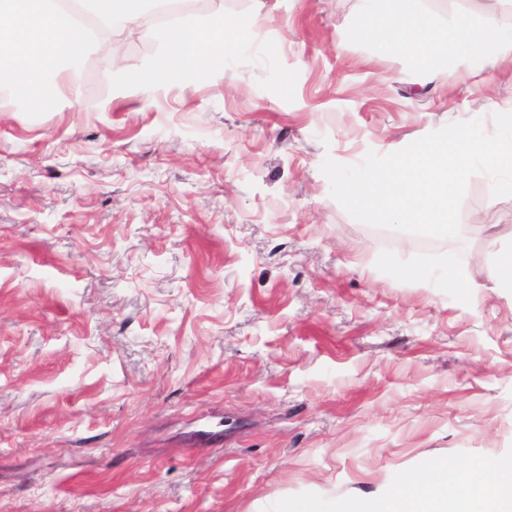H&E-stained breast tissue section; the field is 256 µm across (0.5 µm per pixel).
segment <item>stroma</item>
Returning a JSON list of instances; mask_svg holds the SVG:
<instances>
[{"mask_svg": "<svg viewBox=\"0 0 512 512\" xmlns=\"http://www.w3.org/2000/svg\"><path fill=\"white\" fill-rule=\"evenodd\" d=\"M358 6L224 0L264 22L210 84L118 87L87 49L81 111L0 112V512H341L443 460L465 504L474 464L512 463V291L470 231L512 244V196L473 176L434 239L357 222L321 171L494 132L512 62L416 71L353 34ZM420 6L438 30L478 20ZM209 8L114 28L123 65Z\"/></svg>", "mask_w": 512, "mask_h": 512, "instance_id": "obj_1", "label": "stroma"}]
</instances>
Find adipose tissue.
I'll return each mask as SVG.
<instances>
[{"label":"adipose tissue","instance_id":"ef3b65f1","mask_svg":"<svg viewBox=\"0 0 512 512\" xmlns=\"http://www.w3.org/2000/svg\"><path fill=\"white\" fill-rule=\"evenodd\" d=\"M156 0H80L78 9L60 0H0V99L29 101L47 96L68 109L80 111L79 75L73 62L91 47L116 60L119 46L108 37L113 27L135 30L155 9ZM229 22L224 0H212L210 10L185 22L173 20L160 29L165 52L136 71L105 70L106 81L135 84L146 89L161 86L186 73L199 82L214 76L210 59L223 56ZM354 29L384 48L405 55L417 70H427L436 57L467 54L475 65L487 56H512V32L498 24L497 7L484 0L480 24L463 35L433 29L430 18L408 0L403 11H393L388 0H360ZM473 231L482 236L494 287L512 289V248L485 234L483 225ZM459 490V473L447 461L433 463L419 473H407L388 496H363L345 512H448Z\"/></svg>","mask_w":512,"mask_h":512}]
</instances>
